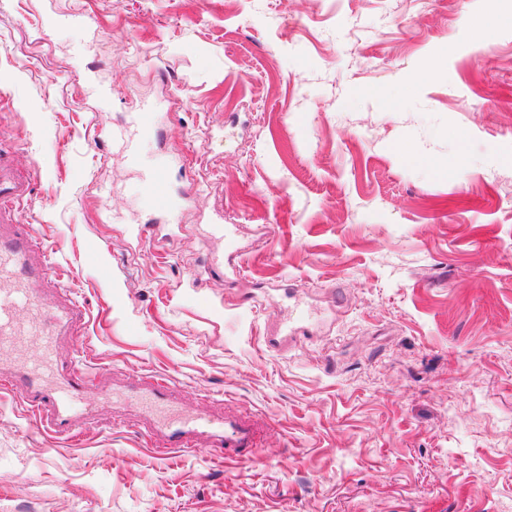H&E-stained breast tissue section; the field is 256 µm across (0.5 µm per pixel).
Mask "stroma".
I'll return each mask as SVG.
<instances>
[{
	"label": "stroma",
	"mask_w": 512,
	"mask_h": 512,
	"mask_svg": "<svg viewBox=\"0 0 512 512\" xmlns=\"http://www.w3.org/2000/svg\"><path fill=\"white\" fill-rule=\"evenodd\" d=\"M146 102L176 209L105 134ZM0 148L84 367L260 426L162 459L134 406L67 441L0 390V512H512V0H0Z\"/></svg>",
	"instance_id": "1"
}]
</instances>
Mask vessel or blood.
Returning a JSON list of instances; mask_svg holds the SVG:
<instances>
[{
  "label": "vessel or blood",
  "mask_w": 512,
  "mask_h": 512,
  "mask_svg": "<svg viewBox=\"0 0 512 512\" xmlns=\"http://www.w3.org/2000/svg\"><path fill=\"white\" fill-rule=\"evenodd\" d=\"M156 129V115L148 108L129 113L125 124L110 129L113 144L118 145L127 167L140 165V144ZM147 191L161 197L171 207L189 199L190 189L171 194L157 171L143 173ZM28 185L13 172L10 161L0 151V225H9V233L0 232V352L12 344L38 337L45 349L34 365L0 362V386L21 394L25 406L38 415L46 430L58 437L73 439L84 426L97 420V403L89 401L87 389L94 375L76 363L61 364L56 353L59 337H71L75 347H82L87 334V320L82 307L69 289L59 291L54 301L43 300L39 287L50 275V259L44 258L45 247L30 225L11 219L13 207L23 201ZM42 262H35V254ZM121 393L127 400L141 404L134 424L148 428L158 452L193 449L201 434H208L214 457L245 461L255 446L256 428L244 418L225 414L217 419L187 410L182 416H169L172 403L171 385L160 377L140 379L128 376L117 388H104L102 396Z\"/></svg>",
  "instance_id": "b4317fda"
}]
</instances>
